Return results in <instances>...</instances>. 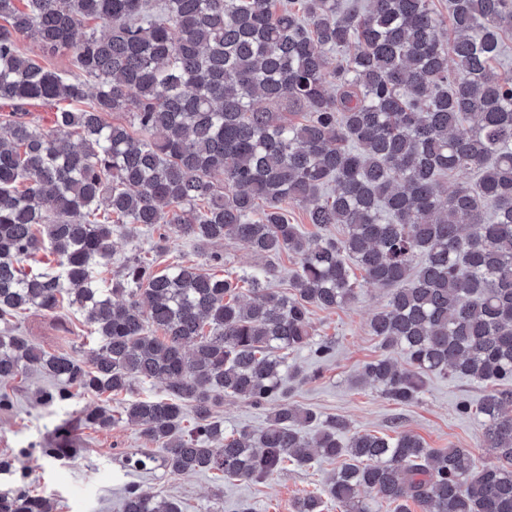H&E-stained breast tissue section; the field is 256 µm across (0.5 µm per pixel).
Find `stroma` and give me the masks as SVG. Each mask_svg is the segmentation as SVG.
Returning a JSON list of instances; mask_svg holds the SVG:
<instances>
[{
  "label": "stroma",
  "instance_id": "1",
  "mask_svg": "<svg viewBox=\"0 0 512 512\" xmlns=\"http://www.w3.org/2000/svg\"><path fill=\"white\" fill-rule=\"evenodd\" d=\"M157 237V232L139 224L113 235L112 271H119L136 254L157 271L184 263L208 268L206 255L189 240L175 235L166 251L156 253ZM387 299L386 289L366 283L350 305L333 311L312 309L310 322L316 338L335 340L336 345L332 356L322 362L305 349L288 353L289 365L305 375L304 380L287 381L289 400L321 416L343 418L353 433L392 436L408 431L420 436L427 447L465 448L478 461H490L488 449L482 446L478 418L457 410L460 401L478 402L489 390V383L432 376L419 400L400 405L377 386L358 382L362 366L380 354L379 341L369 331V320ZM18 331L37 347L77 358L87 336L81 317L70 309L55 315L27 311L20 318ZM53 386V379L37 372L13 383L16 405L12 411L0 412V458L38 443L74 410L98 403L90 394L77 396L68 407L40 400V392ZM81 439L83 450L77 457L34 470L37 489L54 493L57 512H121L123 487L129 482L181 500L186 512H208L215 505L222 512H241L246 504L253 512H295L297 500L312 491L324 492L337 469L336 463L317 460L302 469L287 466L259 482L223 481L211 473L170 477L159 468L139 472L126 467V454L147 445L135 427L120 423L107 431L87 430Z\"/></svg>",
  "mask_w": 512,
  "mask_h": 512
}]
</instances>
